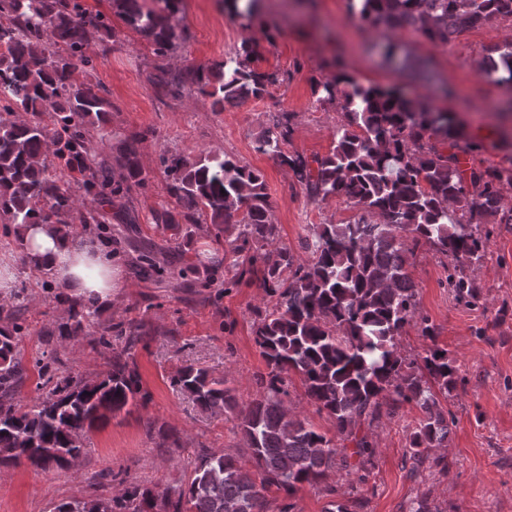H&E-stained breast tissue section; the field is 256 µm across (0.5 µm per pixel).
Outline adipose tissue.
Returning a JSON list of instances; mask_svg holds the SVG:
<instances>
[{"mask_svg":"<svg viewBox=\"0 0 512 512\" xmlns=\"http://www.w3.org/2000/svg\"><path fill=\"white\" fill-rule=\"evenodd\" d=\"M18 235L33 266L74 298L104 304L120 298L127 286L121 264L90 240L63 235L50 224L22 225Z\"/></svg>","mask_w":512,"mask_h":512,"instance_id":"obj_1","label":"adipose tissue"}]
</instances>
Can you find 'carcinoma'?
<instances>
[{
    "instance_id": "carcinoma-1",
    "label": "carcinoma",
    "mask_w": 512,
    "mask_h": 512,
    "mask_svg": "<svg viewBox=\"0 0 512 512\" xmlns=\"http://www.w3.org/2000/svg\"><path fill=\"white\" fill-rule=\"evenodd\" d=\"M235 13L252 20L259 0H230ZM112 0V10L147 37L154 68L167 74L164 61L188 40L176 31L172 16L179 0ZM351 10L390 37L413 30L435 46H446L461 30L496 16L512 17V0H350ZM113 36L111 19L87 13L79 0H0V216L22 224H53L67 234L77 203L80 223H100L96 205L124 197L147 184L139 160L143 135L126 139L116 157L121 179L112 177L108 157L97 158L93 130L112 102L102 86L88 81L94 70L85 55L89 32ZM486 58V73L512 88V44ZM251 41L210 67H197L164 81L167 93L197 87L212 99L214 112L226 105L259 99L281 82L278 74L255 66ZM317 101H341L345 123L336 145L311 160L288 154L283 146L293 134L291 115L280 112L256 139L255 150L275 156L293 179L316 200L345 198L377 217L353 224H309L306 260L286 246H273L277 227L262 175L227 156L164 155L166 189L176 208L154 213V221L172 230L206 219L215 238L231 252H248L233 288L249 282L276 299L256 311L255 343L267 372L258 375V393L238 408L224 380L202 368L185 366L171 383L201 410H239V430L251 451L256 472L229 454L213 453L196 468L186 489L164 495V512H225L241 503L242 512H270L267 492L282 494L278 512H292L290 499L303 486L325 485L336 469L345 475L375 467L376 443L364 426L391 416L404 404L419 409L409 433L412 471L430 459V451L448 442L453 417L437 394L456 388L459 366L448 351L433 344L437 327L418 310L417 287L408 273L416 248L428 244L450 259L446 285L455 297L476 305V281L465 268L487 252L486 224H512V207L503 202L504 184H512V140L499 165L483 169L464 165L463 157L484 145L468 137L452 112L415 106L391 92L365 86L338 71L316 85ZM30 114L17 122L13 114ZM7 313L11 327L0 328V461L46 471L67 467L57 452L77 457L87 452L85 433L95 422L145 400L136 367L127 354L138 341L128 330L124 346L112 352V372L89 380L55 366L42 352L34 358L38 394L17 396L22 363L16 340L23 335L18 310ZM97 307L74 303L70 318L81 329L92 326ZM413 326L431 344L407 357L399 348L405 327ZM299 377L305 395L320 413L333 418L335 438L288 408V377ZM112 512H150L155 498L127 486L109 500ZM104 500H74L56 512H102Z\"/></svg>"
}]
</instances>
